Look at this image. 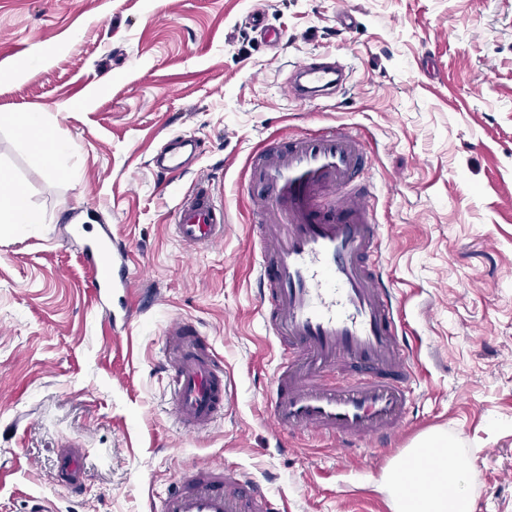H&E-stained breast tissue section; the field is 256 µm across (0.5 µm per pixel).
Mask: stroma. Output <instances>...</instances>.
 Masks as SVG:
<instances>
[{
    "mask_svg": "<svg viewBox=\"0 0 512 512\" xmlns=\"http://www.w3.org/2000/svg\"><path fill=\"white\" fill-rule=\"evenodd\" d=\"M0 0V114L41 112L65 150L53 166L11 125L0 170L39 223H0V512H149L173 476L237 469L288 512H394L385 476L441 432L474 512H512V0ZM356 20L339 33L338 11ZM326 53L349 92L289 98V66ZM435 61L433 72L422 67ZM356 128L382 235L383 269L414 348L415 404L388 448L348 454L282 444L265 392L282 348L265 334L251 254L248 154L283 136ZM189 133L201 158L168 189L151 160ZM209 179L224 239L181 244L170 215ZM129 254L133 316L116 336L78 254L104 228ZM195 320L224 361L231 398L208 432L173 423L164 330ZM86 454L75 495L57 449Z\"/></svg>",
    "mask_w": 512,
    "mask_h": 512,
    "instance_id": "35a3bbf8",
    "label": "stroma"
}]
</instances>
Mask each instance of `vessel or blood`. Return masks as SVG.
<instances>
[{
  "instance_id": "b4317fda",
  "label": "vessel or blood",
  "mask_w": 512,
  "mask_h": 512,
  "mask_svg": "<svg viewBox=\"0 0 512 512\" xmlns=\"http://www.w3.org/2000/svg\"><path fill=\"white\" fill-rule=\"evenodd\" d=\"M288 92L316 99L342 88L336 63L320 54L293 64ZM192 135L169 136L155 167L173 177L190 173ZM358 134L346 127L288 136L256 150L249 181L261 254L258 270L263 325L283 348L267 402L277 434H310L343 451L362 442L384 448L407 423L414 401L410 350L400 312L384 278L379 226L371 197L356 185L367 169ZM176 237L190 247L224 238V209L208 180L197 179L173 212ZM96 298L132 288L127 254L112 232L80 257ZM165 371L176 421L188 432L210 429L224 413V364L191 319L164 332ZM85 452L58 450V476L72 491L84 485ZM151 512H282L267 493L234 469L203 465L179 473L150 501Z\"/></svg>"
}]
</instances>
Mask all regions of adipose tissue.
I'll return each mask as SVG.
<instances>
[{"instance_id": "obj_1", "label": "adipose tissue", "mask_w": 512, "mask_h": 512, "mask_svg": "<svg viewBox=\"0 0 512 512\" xmlns=\"http://www.w3.org/2000/svg\"><path fill=\"white\" fill-rule=\"evenodd\" d=\"M26 190L0 176V222L20 228L37 223ZM394 512H473L446 435L433 433L386 475Z\"/></svg>"}]
</instances>
